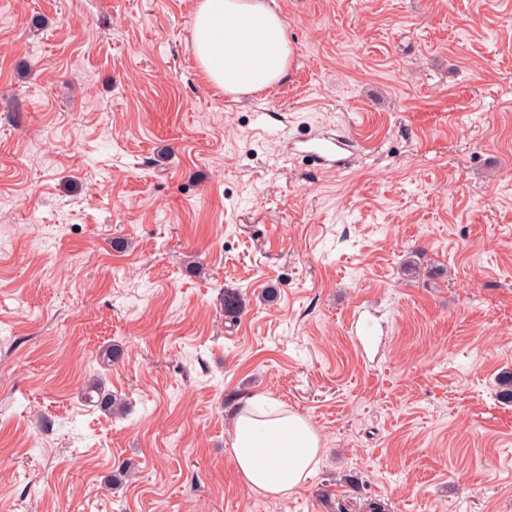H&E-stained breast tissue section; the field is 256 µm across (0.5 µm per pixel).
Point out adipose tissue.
<instances>
[{
  "instance_id": "adipose-tissue-1",
  "label": "adipose tissue",
  "mask_w": 512,
  "mask_h": 512,
  "mask_svg": "<svg viewBox=\"0 0 512 512\" xmlns=\"http://www.w3.org/2000/svg\"><path fill=\"white\" fill-rule=\"evenodd\" d=\"M191 27L202 73L225 93L261 92L287 78L293 48L275 0H198ZM319 451L317 432L300 415L257 397L238 401L230 452L252 491L287 495Z\"/></svg>"
}]
</instances>
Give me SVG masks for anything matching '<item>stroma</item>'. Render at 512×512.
Segmentation results:
<instances>
[{
	"label": "stroma",
	"instance_id": "1",
	"mask_svg": "<svg viewBox=\"0 0 512 512\" xmlns=\"http://www.w3.org/2000/svg\"><path fill=\"white\" fill-rule=\"evenodd\" d=\"M196 5L0 0V512H512V0H276L238 96ZM251 395L320 437L287 496L230 454ZM285 25L275 0H199L191 27L202 73L228 94L280 84L293 57ZM92 393L97 395L96 406L101 410L108 412L112 415L122 414L123 406L117 400L112 397V393L106 392L100 381L97 379H91L88 381V385L85 388V396L90 401H93L94 396Z\"/></svg>",
	"mask_w": 512,
	"mask_h": 512
}]
</instances>
